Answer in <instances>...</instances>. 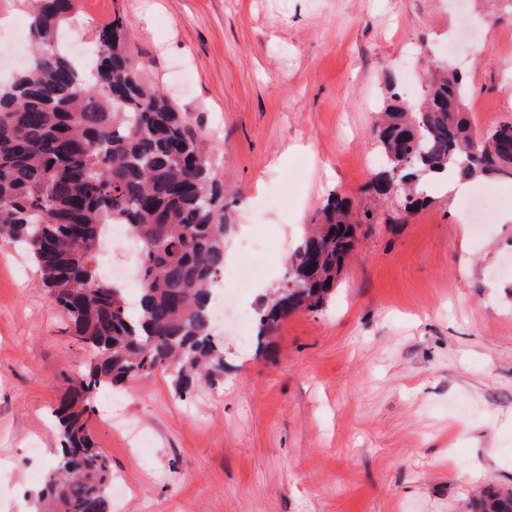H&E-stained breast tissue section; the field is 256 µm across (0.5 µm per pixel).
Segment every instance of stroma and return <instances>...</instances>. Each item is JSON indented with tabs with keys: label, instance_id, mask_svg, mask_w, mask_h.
Returning <instances> with one entry per match:
<instances>
[{
	"label": "stroma",
	"instance_id": "35a3bbf8",
	"mask_svg": "<svg viewBox=\"0 0 512 512\" xmlns=\"http://www.w3.org/2000/svg\"><path fill=\"white\" fill-rule=\"evenodd\" d=\"M150 82L206 138L224 185L229 240L261 272L240 331L215 315L224 377L182 399L162 375L105 391L85 414L114 479L112 512H473L512 491V181H482L496 216L482 235L428 183L423 206L373 195L377 112L419 102L421 75L461 72L473 134L512 119V8L487 0H76L71 54L113 19ZM8 79L32 36L23 0H0ZM358 224L322 311L259 335L258 304L286 271L331 191ZM88 347L0 239V512H33L60 442L63 378ZM139 429L134 457L111 431Z\"/></svg>",
	"mask_w": 512,
	"mask_h": 512
}]
</instances>
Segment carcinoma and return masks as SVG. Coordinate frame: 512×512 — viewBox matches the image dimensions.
<instances>
[{"mask_svg": "<svg viewBox=\"0 0 512 512\" xmlns=\"http://www.w3.org/2000/svg\"><path fill=\"white\" fill-rule=\"evenodd\" d=\"M75 0H29L36 46L23 72L0 88V238L22 244L73 337L92 351L87 372L65 387L57 409L63 439L36 512H112V467L84 414L94 396L157 373L190 396L224 376V349L212 333L210 301L233 232L224 186L190 116L150 86L129 51L123 23L102 26L97 60L84 72L57 42ZM423 106L395 94L376 123L383 162L369 188L417 207L414 184L448 171L463 178L512 179V122L495 126L494 152L471 149L466 84L447 69L428 72ZM336 191L323 220L302 238L284 281L263 299L259 334L297 311L319 312L334 295L357 225ZM122 224L139 247V295L126 301L101 276L89 242ZM480 512H512L496 492Z\"/></svg>", "mask_w": 512, "mask_h": 512, "instance_id": "carcinoma-1", "label": "carcinoma"}]
</instances>
